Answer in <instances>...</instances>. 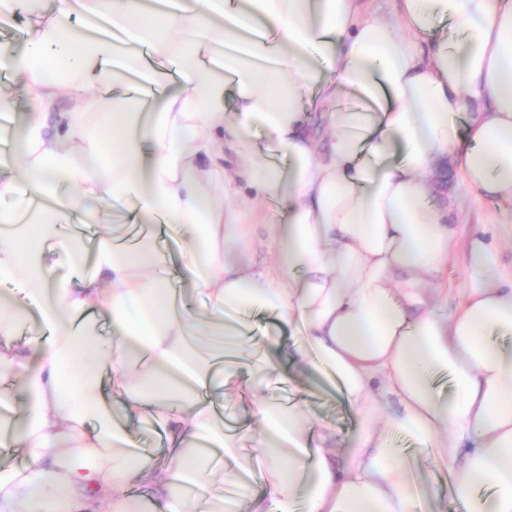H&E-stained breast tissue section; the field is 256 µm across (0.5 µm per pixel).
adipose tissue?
Instances as JSON below:
<instances>
[{
  "mask_svg": "<svg viewBox=\"0 0 512 512\" xmlns=\"http://www.w3.org/2000/svg\"><path fill=\"white\" fill-rule=\"evenodd\" d=\"M392 2L386 19L361 0H60L0 45V110L15 83L27 103L23 125L0 128V199L28 196L0 210V279L26 291L0 298V378L34 397L0 433L26 459L0 469V512H134L140 480L154 512H190V482L214 471L209 443L238 445L209 394L251 352V308L288 324L294 340L267 348L316 361L362 426L342 450L329 428L309 434L300 406H257L261 494L232 497L237 512H423L393 431L458 467L467 512H512V284L494 280L493 242L471 238L477 285L454 309L426 290L455 236L434 168L452 161L473 200L512 199V0ZM77 12L117 40L73 26ZM314 88L358 105L311 129L300 103ZM259 131L287 164L262 157ZM108 196L129 202L127 223L187 233L184 273L223 318L184 316L149 236L130 251L102 234L96 275L53 278L86 257L61 235L78 199ZM281 198L275 262L255 269L250 227ZM31 300L45 328L24 339ZM103 309L112 342L74 330ZM153 413L170 445L161 466L133 462L121 438Z\"/></svg>",
  "mask_w": 512,
  "mask_h": 512,
  "instance_id": "obj_1",
  "label": "adipose tissue"
}]
</instances>
